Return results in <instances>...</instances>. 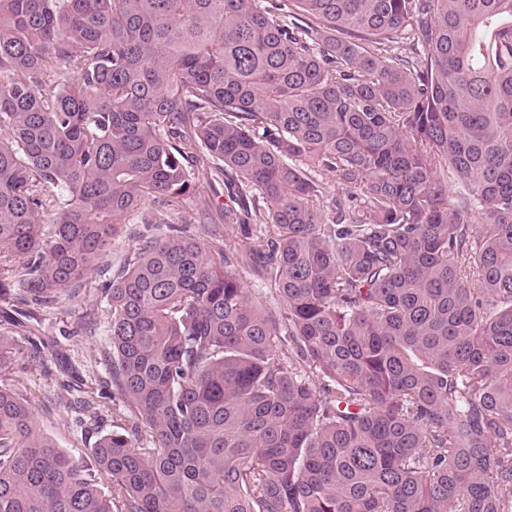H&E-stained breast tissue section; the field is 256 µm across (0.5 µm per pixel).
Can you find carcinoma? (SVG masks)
<instances>
[{
	"instance_id": "1",
	"label": "carcinoma",
	"mask_w": 512,
	"mask_h": 512,
	"mask_svg": "<svg viewBox=\"0 0 512 512\" xmlns=\"http://www.w3.org/2000/svg\"><path fill=\"white\" fill-rule=\"evenodd\" d=\"M221 179L264 250L171 226ZM147 201L112 431L0 382V512H512V0H0V365Z\"/></svg>"
}]
</instances>
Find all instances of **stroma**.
<instances>
[{
  "label": "stroma",
  "mask_w": 512,
  "mask_h": 512,
  "mask_svg": "<svg viewBox=\"0 0 512 512\" xmlns=\"http://www.w3.org/2000/svg\"><path fill=\"white\" fill-rule=\"evenodd\" d=\"M226 201L223 193L213 198L209 218L205 221L199 217L200 207L187 203L174 216L173 222L193 234L208 232L210 242L219 248L230 243L245 251L265 248V238L256 228L225 224L222 213ZM105 280L103 273H93L79 301L63 300L58 309L42 316V332L54 345L40 357H31L26 337H17L15 351L4 374L10 384L27 395L44 432L80 463L87 462L97 435L112 428V386L100 362L108 344L105 336L90 335L86 324V314L90 311L94 312L97 325L106 322L108 306L100 293ZM65 359L94 384L101 396L98 413L79 411L65 404L67 377L61 369Z\"/></svg>",
  "instance_id": "1"
}]
</instances>
